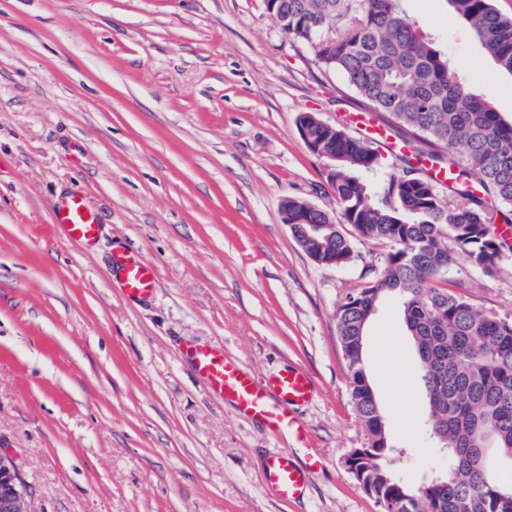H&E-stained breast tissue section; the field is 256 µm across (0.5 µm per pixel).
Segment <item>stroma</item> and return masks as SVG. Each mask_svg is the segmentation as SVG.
<instances>
[{
  "instance_id": "stroma-1",
  "label": "stroma",
  "mask_w": 512,
  "mask_h": 512,
  "mask_svg": "<svg viewBox=\"0 0 512 512\" xmlns=\"http://www.w3.org/2000/svg\"><path fill=\"white\" fill-rule=\"evenodd\" d=\"M456 73L512 121V76L446 0H404ZM360 99L279 27L266 0H0V451L27 512H381L348 471L367 445L336 324L342 298L383 267L366 241L338 266L313 262L282 223L283 199L336 210L328 159L297 119L348 123ZM363 178L428 176L433 160L379 147ZM83 196L92 245L53 225ZM155 268L147 300L115 282L112 251ZM444 288L512 320V258L492 272L459 257ZM220 344L258 375L307 372L296 410L324 459L305 492L261 488L293 438L211 398L182 356ZM366 364L409 482L433 456L418 435L427 399L396 297L367 328Z\"/></svg>"
}]
</instances>
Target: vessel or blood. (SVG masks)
Here are the masks:
<instances>
[{
    "mask_svg": "<svg viewBox=\"0 0 512 512\" xmlns=\"http://www.w3.org/2000/svg\"><path fill=\"white\" fill-rule=\"evenodd\" d=\"M349 119L364 129L374 142L392 144V137L385 128L377 125L370 113L355 112ZM53 217L69 239L90 245L100 236L99 220L82 196L59 197L54 204ZM112 265L128 298L142 300L154 293L156 272L141 253L132 249L113 252ZM182 352L211 395L234 401L243 415L263 422L271 431L294 437L298 447L307 449L305 466H296L290 454L283 452L268 461L263 473V486L273 497L281 501L299 498L321 467L319 457L309 450L311 440L306 427L293 413L294 407L311 398L313 382L310 376L292 367L271 375L256 376L227 358L220 344H188Z\"/></svg>",
    "mask_w": 512,
    "mask_h": 512,
    "instance_id": "1",
    "label": "vessel or blood"
}]
</instances>
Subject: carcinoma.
<instances>
[{
    "label": "carcinoma",
    "instance_id": "1",
    "mask_svg": "<svg viewBox=\"0 0 512 512\" xmlns=\"http://www.w3.org/2000/svg\"><path fill=\"white\" fill-rule=\"evenodd\" d=\"M501 70L512 75V18L494 0H448ZM282 30L308 44L316 62L343 76L372 112L408 131L419 155L450 153L448 166L472 177L478 191L512 205V122L503 121L462 82L448 58L415 27L402 0H269ZM324 154L334 158L326 180L339 214L325 209L310 224L336 223L310 243L324 265L352 261L355 241L397 246L381 273L347 293L336 311L352 402L370 446L349 461L382 512H512V482L489 462H470L476 449L512 464V321L471 305L437 286L462 253L485 272L503 257L497 213L480 198L449 209L425 178L393 177L386 200H376L357 173L379 163L375 149L343 127L300 115ZM350 224L355 237L342 233ZM398 297L407 336L417 354L416 373L428 400L422 440L438 459L416 485L386 465L408 450L392 444L365 361V335L380 302Z\"/></svg>",
    "mask_w": 512,
    "mask_h": 512
}]
</instances>
